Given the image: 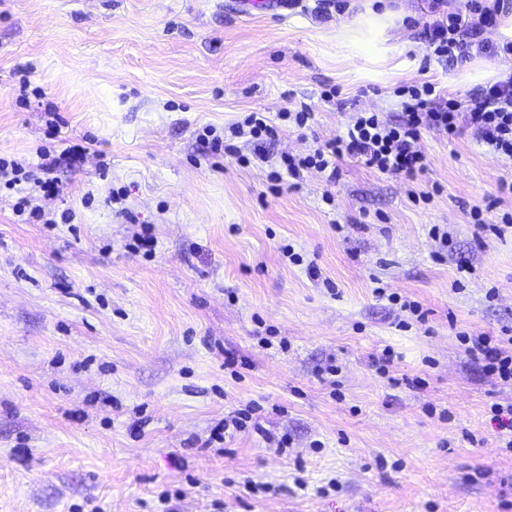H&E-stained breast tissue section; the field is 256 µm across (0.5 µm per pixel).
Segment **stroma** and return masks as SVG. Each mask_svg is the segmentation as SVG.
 Instances as JSON below:
<instances>
[{"instance_id":"1","label":"stroma","mask_w":512,"mask_h":512,"mask_svg":"<svg viewBox=\"0 0 512 512\" xmlns=\"http://www.w3.org/2000/svg\"><path fill=\"white\" fill-rule=\"evenodd\" d=\"M367 2L0 0V157L87 147L41 201L72 223H19L0 187V512H512V450L489 412L512 384L457 339L512 328V228L473 217L512 213V159L428 129L415 178L347 157L336 183L311 170L270 189L281 156L355 113L398 121L397 87L465 97L512 68L429 57L421 0H386L400 18L385 51L350 60L336 35ZM302 102L309 130L283 128L264 165L239 161L252 140L216 158L202 139ZM120 186L138 225L107 201ZM136 232L153 256L130 249ZM250 403L257 427L214 441Z\"/></svg>"}]
</instances>
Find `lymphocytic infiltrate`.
I'll use <instances>...</instances> for the list:
<instances>
[{"instance_id":"f902f5d3","label":"lymphocytic infiltrate","mask_w":512,"mask_h":512,"mask_svg":"<svg viewBox=\"0 0 512 512\" xmlns=\"http://www.w3.org/2000/svg\"><path fill=\"white\" fill-rule=\"evenodd\" d=\"M512 12V0H459L454 10H446L445 0H427L422 34L435 57L454 60L473 56L512 55V40L499 43L484 41V31L495 28L502 15ZM403 114L394 123L383 122L378 113H357L342 135L312 152L282 157V170L271 171L274 181L289 175L300 178L313 169L335 181L340 159H360L367 167L383 174L415 176L425 171L427 157L419 149L422 132L428 128L444 129L449 138L463 132L471 134L495 153L512 158V72L482 86L468 100L437 90L435 83L403 86ZM86 149L80 145L63 148L59 154L41 152L40 161L26 165L0 158V182L6 188L30 184L27 195L13 205L16 216L26 224L69 223L73 215L46 213L37 202L38 194L57 193L52 176L60 164L81 161ZM466 353L482 363L484 369L501 382L512 383V336H472L460 333Z\"/></svg>"}]
</instances>
